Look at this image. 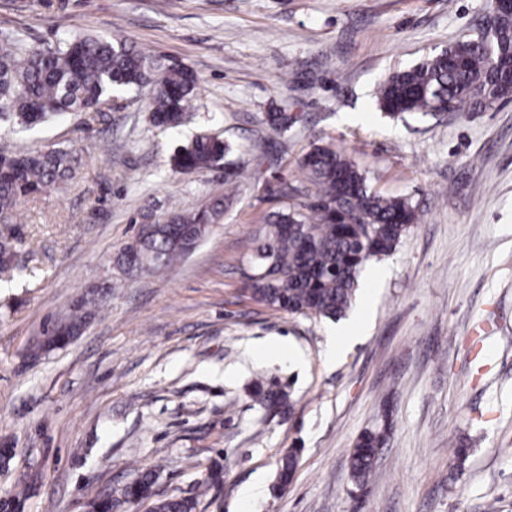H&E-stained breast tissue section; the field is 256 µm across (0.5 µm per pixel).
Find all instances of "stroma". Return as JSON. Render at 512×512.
Listing matches in <instances>:
<instances>
[{
  "instance_id": "1",
  "label": "stroma",
  "mask_w": 512,
  "mask_h": 512,
  "mask_svg": "<svg viewBox=\"0 0 512 512\" xmlns=\"http://www.w3.org/2000/svg\"><path fill=\"white\" fill-rule=\"evenodd\" d=\"M487 0H0V35L34 46L120 33L192 70L200 93L180 127L153 125L149 93L105 114L15 132L19 149H72L75 177L23 201L17 277L0 279V499L22 512H87L153 473L154 500L194 512H512V100L441 118L387 117L379 84L469 37ZM267 112L288 115L279 131ZM207 131L242 170L219 224L163 273L117 257L144 221L224 194V167L170 169ZM349 153L370 186L406 196L419 220L361 279L364 337L327 355L337 324L252 299L251 239L284 188L304 202L298 162ZM85 301L66 347L37 350ZM289 394L271 414L255 384ZM383 433L357 487L353 448ZM466 446L464 464L454 451ZM300 451L279 489V459ZM256 495L242 501L243 487Z\"/></svg>"
}]
</instances>
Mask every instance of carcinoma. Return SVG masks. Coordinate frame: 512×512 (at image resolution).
Here are the masks:
<instances>
[{
	"instance_id": "carcinoma-1",
	"label": "carcinoma",
	"mask_w": 512,
	"mask_h": 512,
	"mask_svg": "<svg viewBox=\"0 0 512 512\" xmlns=\"http://www.w3.org/2000/svg\"><path fill=\"white\" fill-rule=\"evenodd\" d=\"M487 14L495 32L488 53L478 39L449 46L441 54L389 75L379 86L377 104L392 117L436 116L443 106L453 112H474L512 96V10L488 0ZM152 88L151 120L157 126H178L197 96L198 80L186 67L149 54L122 36L73 33L52 45L31 47L23 35L0 38V124L32 130L65 113L99 111L102 104L141 87ZM233 144L200 134L172 156L179 174H193L229 160ZM305 181L313 186L308 204H285L270 213L253 238L250 261L258 276L246 287L263 304L307 317L335 320L352 306L360 271L373 259L391 255L418 220L407 197L375 191L367 176L345 151L330 145L312 147L299 162ZM75 157L67 149L12 151L0 147V219H10L26 197L70 178ZM237 171L227 174L224 197L194 212L173 211L166 222L141 226L136 241L120 253L127 273L161 271L190 253L221 221L233 198ZM15 236L0 234V275L10 276L15 264ZM82 307L53 334L37 344L40 350L63 346L85 325ZM380 432L363 434L351 454L355 484L367 483ZM297 452L285 454L278 480L290 481ZM152 472L144 471L126 485L118 498L90 500L91 512H114L124 503L150 496ZM190 498L154 502L152 512H193Z\"/></svg>"
}]
</instances>
